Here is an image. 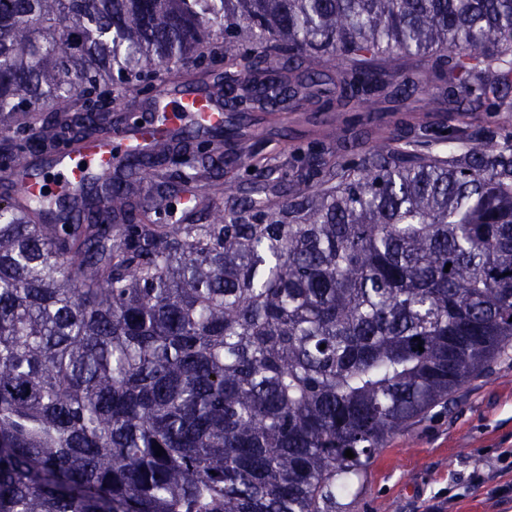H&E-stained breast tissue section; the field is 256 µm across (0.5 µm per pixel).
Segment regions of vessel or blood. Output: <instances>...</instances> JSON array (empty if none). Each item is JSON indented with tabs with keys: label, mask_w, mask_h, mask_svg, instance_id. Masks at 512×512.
Here are the masks:
<instances>
[{
	"label": "vessel or blood",
	"mask_w": 512,
	"mask_h": 512,
	"mask_svg": "<svg viewBox=\"0 0 512 512\" xmlns=\"http://www.w3.org/2000/svg\"><path fill=\"white\" fill-rule=\"evenodd\" d=\"M164 125L145 123L104 134L98 141L57 156L53 165L55 181L79 189L91 175L111 172L133 150L149 147L163 133L172 135L189 125L213 126L224 122L220 103L195 91L181 92L175 103L163 104Z\"/></svg>",
	"instance_id": "1"
}]
</instances>
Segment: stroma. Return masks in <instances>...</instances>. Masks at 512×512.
Masks as SVG:
<instances>
[{
	"label": "stroma",
	"mask_w": 512,
	"mask_h": 512,
	"mask_svg": "<svg viewBox=\"0 0 512 512\" xmlns=\"http://www.w3.org/2000/svg\"><path fill=\"white\" fill-rule=\"evenodd\" d=\"M370 106L353 128L346 126L342 106L322 98L295 99L283 110L258 105L228 113L238 133L224 142L225 180L247 188L255 170L266 165L291 172L295 158L310 147L336 156L382 139L412 145L426 135L432 152L443 155L445 132L482 126L512 131V113L457 109L441 82L406 99L374 94ZM505 455L512 456V350L448 403L389 439L330 512H512V499L501 504L490 496L495 486L512 482V472L501 470Z\"/></svg>",
	"instance_id": "35a3bbf8"
}]
</instances>
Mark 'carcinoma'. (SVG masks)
<instances>
[{
    "label": "carcinoma",
    "instance_id": "cac0c4a2",
    "mask_svg": "<svg viewBox=\"0 0 512 512\" xmlns=\"http://www.w3.org/2000/svg\"><path fill=\"white\" fill-rule=\"evenodd\" d=\"M218 31L250 75L209 84L226 112L318 96L325 55L363 112L432 77L512 112V0H0L5 192ZM91 92L106 111L74 114ZM226 136L159 138L66 207L0 203V512H327L512 348V136L311 151L284 189L256 172L276 210L224 182Z\"/></svg>",
    "mask_w": 512,
    "mask_h": 512
}]
</instances>
